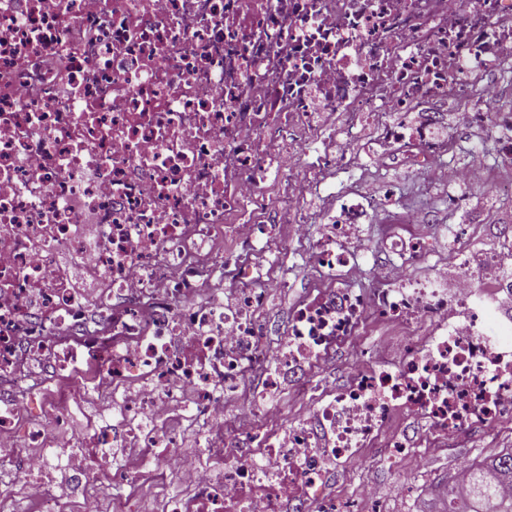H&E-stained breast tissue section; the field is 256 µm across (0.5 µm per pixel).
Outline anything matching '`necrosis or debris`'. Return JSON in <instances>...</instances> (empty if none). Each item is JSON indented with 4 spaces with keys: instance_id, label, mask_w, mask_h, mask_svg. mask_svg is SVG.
Wrapping results in <instances>:
<instances>
[{
    "instance_id": "1",
    "label": "necrosis or debris",
    "mask_w": 512,
    "mask_h": 512,
    "mask_svg": "<svg viewBox=\"0 0 512 512\" xmlns=\"http://www.w3.org/2000/svg\"><path fill=\"white\" fill-rule=\"evenodd\" d=\"M510 90L512 0H0V473L23 458L0 512L19 498L63 512L51 454L75 499L98 479L172 469L185 492L162 512H340L329 466L394 414L441 449L512 417V315L497 305L512 297V240L486 254L484 277L458 248L451 293L444 268L407 279L426 236H390L400 273L364 294L352 281L381 183L310 204L326 174L354 166L349 143L440 183L465 128L492 137L509 178L489 183L477 163L458 180L512 193ZM310 224L324 227L312 243ZM264 233L311 243L326 281L275 342L257 316ZM63 256L94 272L93 295L60 278ZM373 315L424 343L309 397L306 419L257 451L225 448L226 408L263 414ZM258 361L265 382L243 399ZM96 403L113 414L71 430ZM197 426L184 452L180 432Z\"/></svg>"
}]
</instances>
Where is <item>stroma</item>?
<instances>
[{
	"mask_svg": "<svg viewBox=\"0 0 512 512\" xmlns=\"http://www.w3.org/2000/svg\"><path fill=\"white\" fill-rule=\"evenodd\" d=\"M459 147L450 161L452 167H462L480 162L494 167L496 146L479 129L458 133ZM355 156L358 168L353 176L333 174L327 180L324 191L312 197L315 207L331 205L334 195L362 192L367 180L382 179L389 193L388 199L380 200L379 214L375 223L364 225L362 234L370 243L382 267L391 268V256L385 249L388 228L406 233L402 220L408 209L431 206L434 221L425 225L424 235L433 241L434 257L429 261L414 263L407 273L414 280L431 279L437 259L447 257L457 241H466L469 248H495L500 237H512V199L503 196L483 195L464 183L454 184L451 189L424 188L422 179L415 174L389 169L361 151L359 146L349 148ZM277 262L263 266L262 273L271 278L284 279L286 291L274 293L269 303L260 309L259 316L273 327H281L292 308L306 297L315 277L308 248L296 242L273 244ZM386 328L376 322L365 326L362 335L337 345L331 359L322 366L311 368L304 385H286L270 395L269 407L280 416L268 420L269 429L277 430L296 423L301 417L300 404L309 396L329 393L342 388L352 374L361 367L363 349H371L374 362L390 363L395 356L388 348ZM512 450V424L500 425L494 431H474L463 435L447 452L435 454L430 467L412 480L408 496H386L379 506L380 512H446L448 484L456 473L459 460L479 463ZM405 474L404 466L392 467L385 463L381 448H367L355 462H341L332 467L325 491L345 506H352L358 489L366 483L388 487L400 481Z\"/></svg>",
	"mask_w": 512,
	"mask_h": 512,
	"instance_id": "obj_1",
	"label": "stroma"
}]
</instances>
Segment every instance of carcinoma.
<instances>
[{"label": "carcinoma", "mask_w": 512, "mask_h": 512, "mask_svg": "<svg viewBox=\"0 0 512 512\" xmlns=\"http://www.w3.org/2000/svg\"><path fill=\"white\" fill-rule=\"evenodd\" d=\"M469 493L456 495L448 485V512H512V498L501 495L500 489L512 486V452L470 467Z\"/></svg>", "instance_id": "cac0c4a2"}]
</instances>
